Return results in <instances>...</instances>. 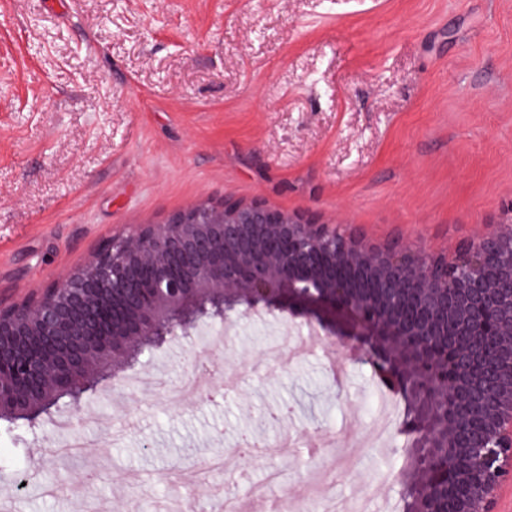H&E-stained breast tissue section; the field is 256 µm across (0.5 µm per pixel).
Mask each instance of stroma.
<instances>
[{"instance_id":"stroma-1","label":"stroma","mask_w":512,"mask_h":512,"mask_svg":"<svg viewBox=\"0 0 512 512\" xmlns=\"http://www.w3.org/2000/svg\"><path fill=\"white\" fill-rule=\"evenodd\" d=\"M261 199L441 252L512 206V0H0V302L103 239L200 201ZM60 399L0 421L13 512H359L404 503L411 441L339 473L381 395L309 320L237 306ZM205 360L237 389H162ZM87 442L64 458L63 439ZM251 439L254 457L213 466Z\"/></svg>"}]
</instances>
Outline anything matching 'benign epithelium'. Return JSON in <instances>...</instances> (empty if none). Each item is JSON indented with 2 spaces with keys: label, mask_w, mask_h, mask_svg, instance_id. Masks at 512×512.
<instances>
[{
  "label": "benign epithelium",
  "mask_w": 512,
  "mask_h": 512,
  "mask_svg": "<svg viewBox=\"0 0 512 512\" xmlns=\"http://www.w3.org/2000/svg\"><path fill=\"white\" fill-rule=\"evenodd\" d=\"M246 301L346 317L408 382L424 459L413 512H496L512 485V209L436 254L262 200L203 201L106 241L0 305V419L77 397L175 329Z\"/></svg>",
  "instance_id": "benign-epithelium-1"
}]
</instances>
